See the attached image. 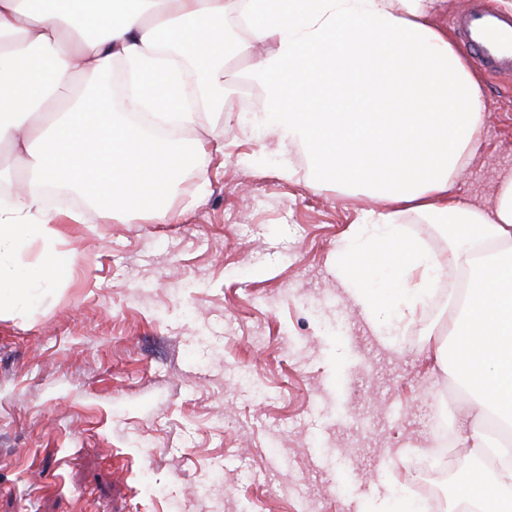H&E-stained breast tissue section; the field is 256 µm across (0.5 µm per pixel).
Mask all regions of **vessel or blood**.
<instances>
[{
	"label": "vessel or blood",
	"mask_w": 512,
	"mask_h": 512,
	"mask_svg": "<svg viewBox=\"0 0 512 512\" xmlns=\"http://www.w3.org/2000/svg\"><path fill=\"white\" fill-rule=\"evenodd\" d=\"M456 29L467 51L483 67L499 75H512V17L492 12L486 0H471L458 15Z\"/></svg>",
	"instance_id": "b4317fda"
}]
</instances>
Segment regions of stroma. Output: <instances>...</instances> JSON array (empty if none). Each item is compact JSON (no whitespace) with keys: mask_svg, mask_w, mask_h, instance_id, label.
<instances>
[{"mask_svg":"<svg viewBox=\"0 0 512 512\" xmlns=\"http://www.w3.org/2000/svg\"><path fill=\"white\" fill-rule=\"evenodd\" d=\"M248 64L224 59L233 122L184 131L210 153L169 223H112L73 197L76 221L31 243L27 262L74 264L0 309V512H373L411 481L456 384L437 322L378 335L339 286L336 253L371 203L280 152L262 99L241 94ZM481 77L482 139L453 190L486 208L512 170V76Z\"/></svg>","mask_w":512,"mask_h":512,"instance_id":"stroma-1","label":"stroma"}]
</instances>
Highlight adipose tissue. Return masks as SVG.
<instances>
[{
  "mask_svg": "<svg viewBox=\"0 0 512 512\" xmlns=\"http://www.w3.org/2000/svg\"><path fill=\"white\" fill-rule=\"evenodd\" d=\"M443 0H0V146L25 170V190L0 206V305L31 300L70 271L56 252L33 265L34 239L53 240L62 214L45 208L46 186L77 187L106 217L169 216L184 176L179 139L145 136L102 101L77 109L87 84L125 70L130 112L195 126L224 110L230 44L225 18L269 50L245 80L281 148H301L319 187L380 203L363 211L336 258V278L378 333L396 336L444 273L440 260L399 224L405 212L449 225L466 277L448 308V347L471 407L457 445L479 462L455 499L475 512H512V448L489 428L512 427V173L480 208L451 180L480 140L482 85L447 32L432 23ZM179 45L205 93L185 105Z\"/></svg>",
  "mask_w": 512,
  "mask_h": 512,
  "instance_id": "ef3b65f1",
  "label": "adipose tissue"
}]
</instances>
